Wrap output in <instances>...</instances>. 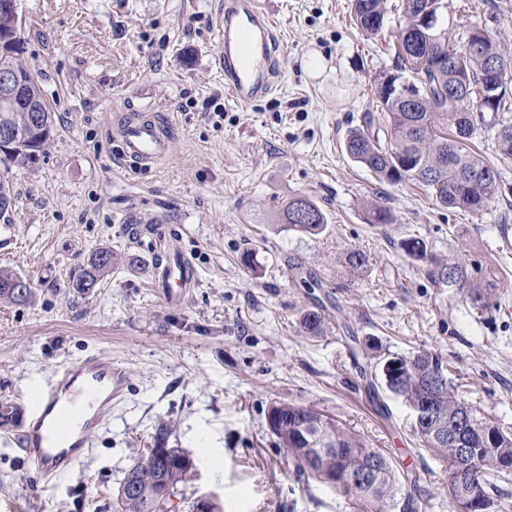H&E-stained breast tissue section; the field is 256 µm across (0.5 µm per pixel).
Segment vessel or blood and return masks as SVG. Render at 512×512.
I'll use <instances>...</instances> for the list:
<instances>
[{"instance_id":"b4317fda","label":"vessel or blood","mask_w":512,"mask_h":512,"mask_svg":"<svg viewBox=\"0 0 512 512\" xmlns=\"http://www.w3.org/2000/svg\"><path fill=\"white\" fill-rule=\"evenodd\" d=\"M219 63L224 85L240 106H250L275 88L276 50L271 19L257 0H224L216 18ZM119 160L152 168L169 152V139L155 119L124 120L114 136ZM194 265L172 252L152 264L149 283L167 301L183 299L192 288ZM129 388L127 369L99 356L59 367L52 378L19 405L17 445L38 488L46 490L83 461L93 433L112 418L113 403Z\"/></svg>"}]
</instances>
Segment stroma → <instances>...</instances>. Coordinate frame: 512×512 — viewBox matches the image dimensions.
Here are the masks:
<instances>
[{"label": "stroma", "mask_w": 512, "mask_h": 512, "mask_svg": "<svg viewBox=\"0 0 512 512\" xmlns=\"http://www.w3.org/2000/svg\"><path fill=\"white\" fill-rule=\"evenodd\" d=\"M222 2L18 0L22 59L54 112L55 135L36 164L0 162L9 188L0 269L36 286L27 304L0 302V403L94 354L123 365L131 386L88 456L48 492L34 487L0 427V512H113V491L154 447L162 420L173 426L167 447L195 464L170 512H188L187 499L201 495L223 512H349L335 491L292 474L265 422L279 400L320 410L390 453L417 475L432 512H445L443 468L413 439L398 399L369 396L347 334L393 354H439L477 416L512 432V256L497 250L502 227H512V163L498 160L494 115L475 143L498 166V199L479 215L439 207L410 183L377 181L345 150L372 108L376 77L394 65L387 39L356 29L349 0H260L273 22L276 87L246 109L227 96L218 64ZM447 2L451 40L482 22L512 39V0H495L492 12L481 0ZM312 53L326 62L316 76L305 67ZM136 111L157 115L170 140L149 170L114 159L115 127ZM298 195L324 212L320 236L284 224ZM370 201L387 206L393 223H367ZM162 222L177 228L175 243L198 272L177 305L139 276L146 256L126 237V225ZM408 235L495 276L488 309L427 279L398 247ZM100 247L120 264L75 292L70 279ZM246 249L257 272L239 262ZM354 249L370 259L358 277L342 264ZM306 272L320 289L300 285ZM307 309L324 314L322 335L302 334Z\"/></svg>", "instance_id": "1"}]
</instances>
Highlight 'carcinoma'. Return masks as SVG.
Returning a JSON list of instances; mask_svg holds the SVG:
<instances>
[{
  "instance_id": "obj_1",
  "label": "carcinoma",
  "mask_w": 512,
  "mask_h": 512,
  "mask_svg": "<svg viewBox=\"0 0 512 512\" xmlns=\"http://www.w3.org/2000/svg\"><path fill=\"white\" fill-rule=\"evenodd\" d=\"M396 42L393 43V73L415 84L419 96L416 109L407 107L395 90L377 83L373 105L376 113L364 115V126L349 132L345 149L357 163L367 168L381 183L396 184L412 181L426 188L440 206L480 214L495 202L500 182L488 179L472 187L468 179L492 166L475 153L470 142L485 123V117L471 113L473 107L482 111L500 112L505 109L512 90V55L500 38L487 32L481 40L448 38L427 41L415 29L417 5L422 0H401ZM351 13L357 28L368 38L378 36L383 28L369 23L373 14L387 16L384 0H352ZM23 42L20 32L7 51H0V71L8 68L20 77L14 95L0 90V127L17 130L25 139L16 155H3V160L23 165L34 164L46 154V146L53 136V115L42 97L34 74L21 61ZM452 60V65L433 69L438 58ZM490 58H501L507 64L502 88L493 102L482 100L481 73ZM465 80V98H448V86ZM500 158L512 161V124L499 123L496 132ZM370 224H391L390 211L373 205L366 209ZM289 226L316 238L327 226L326 217L311 199L298 196L285 207ZM400 248L410 259L423 265L427 277L436 285H449L467 291L477 310L488 307L489 295L496 282L476 277L459 258H440L432 253L427 242L418 237L400 241ZM116 263V254L101 247L89 257L72 287L86 293ZM344 267L353 275L366 272L369 258L360 250L348 252ZM19 276L0 271V301L22 305L29 301L33 288L19 290L13 286ZM303 332L319 336L325 328V318L315 310L300 315ZM354 360L364 359L370 367H361L367 390L385 419L390 413L379 400L378 387H384L401 400L412 412L411 432L419 444L436 458L446 463V472L455 465V449L441 433L448 432L453 422L468 414L475 421V430L469 437L483 466L472 479L474 496L462 504L466 512H494L498 491L496 482L512 473V434L476 412L457 397V386L448 377L447 364L436 353L420 350L405 355L381 354V347L373 341L350 349ZM432 374L440 375V383L433 395V405L442 414L440 429L417 422L415 407L424 396V381ZM266 422L278 421L269 431L278 440V447L293 466L299 481L314 480L323 483V477H335L334 491L357 512H417V479L398 464L396 459L379 448L370 447L358 434L340 425L323 412L294 403L273 402L267 408ZM378 466L363 485L349 487L346 480L370 468L372 458ZM193 463L177 461L175 451L167 455L144 449L125 472V489L113 494V512H168L170 498L184 490L193 470Z\"/></svg>"
}]
</instances>
